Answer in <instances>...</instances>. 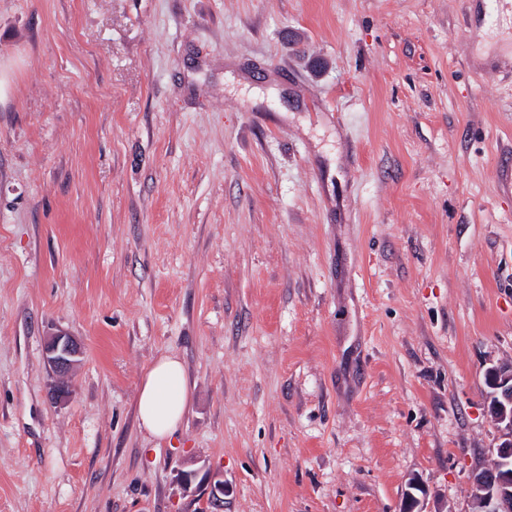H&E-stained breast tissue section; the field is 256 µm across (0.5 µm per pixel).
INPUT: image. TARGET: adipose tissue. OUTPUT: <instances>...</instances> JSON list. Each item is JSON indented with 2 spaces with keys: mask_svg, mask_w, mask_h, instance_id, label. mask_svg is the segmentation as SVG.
<instances>
[{
  "mask_svg": "<svg viewBox=\"0 0 512 512\" xmlns=\"http://www.w3.org/2000/svg\"><path fill=\"white\" fill-rule=\"evenodd\" d=\"M190 404V385L183 362L174 355L155 359L145 370L136 398L139 424L152 438L172 437Z\"/></svg>",
  "mask_w": 512,
  "mask_h": 512,
  "instance_id": "ef3b65f1",
  "label": "adipose tissue"
}]
</instances>
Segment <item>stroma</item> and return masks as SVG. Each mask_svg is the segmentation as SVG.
<instances>
[{"label":"stroma","mask_w":512,"mask_h":512,"mask_svg":"<svg viewBox=\"0 0 512 512\" xmlns=\"http://www.w3.org/2000/svg\"><path fill=\"white\" fill-rule=\"evenodd\" d=\"M503 14L0 0V512H199L218 479L221 512H400L414 479L467 512L512 362ZM165 354L191 406L155 440ZM82 354L83 345L76 337L62 332L48 336L45 355L53 376L49 392L55 403L62 404L69 397L70 381ZM190 404V385L183 362L162 355L145 370L136 398L139 424L152 438L165 440L178 430Z\"/></svg>","instance_id":"stroma-1"}]
</instances>
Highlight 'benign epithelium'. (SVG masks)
<instances>
[{
  "mask_svg": "<svg viewBox=\"0 0 512 512\" xmlns=\"http://www.w3.org/2000/svg\"><path fill=\"white\" fill-rule=\"evenodd\" d=\"M83 354V345L74 336L57 333L47 338L46 360L53 381L49 392L57 404L64 403L70 394V381ZM486 384L495 397L489 406L492 422L500 432L493 465L477 467L470 475L469 512H512V363H502L488 368ZM402 505V512H423L422 500L417 493H425L423 486L409 483ZM224 484L214 485L200 510L210 512L223 503Z\"/></svg>",
  "mask_w": 512,
  "mask_h": 512,
  "instance_id": "obj_1",
  "label": "benign epithelium"
}]
</instances>
